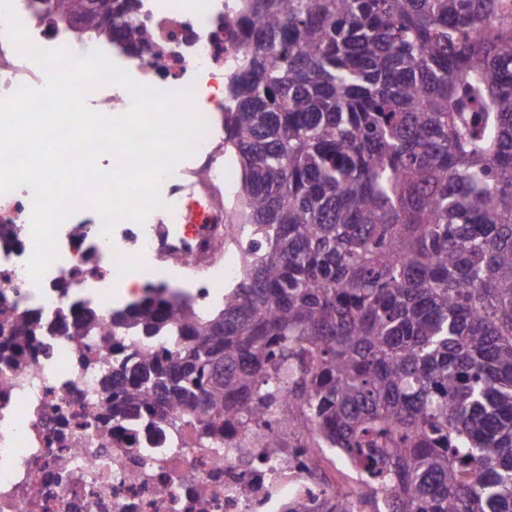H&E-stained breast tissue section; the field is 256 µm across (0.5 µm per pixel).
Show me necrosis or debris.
<instances>
[{"label": "necrosis or debris", "instance_id": "necrosis-or-debris-1", "mask_svg": "<svg viewBox=\"0 0 512 512\" xmlns=\"http://www.w3.org/2000/svg\"><path fill=\"white\" fill-rule=\"evenodd\" d=\"M32 41L78 54L97 49L140 85L166 92L192 90L202 116L224 109V70L241 51L229 0H138L146 41L128 52L116 40L91 41L80 26L47 19L42 0H11ZM44 71L18 53L0 22V98L23 85L39 87ZM212 136L188 165L161 182L166 208L149 222L127 221L119 239L101 234V220L85 211L77 239L58 235V257L41 281L26 262L33 251L32 193L22 187L0 195V297L42 313L47 327L34 359L0 362V512H284L288 503L349 498L319 474L313 425L283 414L284 443L267 457L258 436L226 426L221 444L198 441L192 427L160 423L150 444L137 422L115 429L102 419L98 378L112 357L102 339H74L53 320L71 299L90 302L101 315L129 300L127 282L168 284L200 303L224 294L238 259L213 250L221 224L205 237L185 235V207L223 182ZM250 481L249 493L240 490Z\"/></svg>", "mask_w": 512, "mask_h": 512}]
</instances>
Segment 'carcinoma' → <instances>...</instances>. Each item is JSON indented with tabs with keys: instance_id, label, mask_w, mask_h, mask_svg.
Masks as SVG:
<instances>
[{
	"instance_id": "carcinoma-1",
	"label": "carcinoma",
	"mask_w": 512,
	"mask_h": 512,
	"mask_svg": "<svg viewBox=\"0 0 512 512\" xmlns=\"http://www.w3.org/2000/svg\"><path fill=\"white\" fill-rule=\"evenodd\" d=\"M240 2L241 272L204 311L156 285L112 310L106 420L253 423L274 453L288 393L391 512H512V20L498 0ZM57 321L101 326L88 302ZM42 329L1 306L0 359Z\"/></svg>"
}]
</instances>
